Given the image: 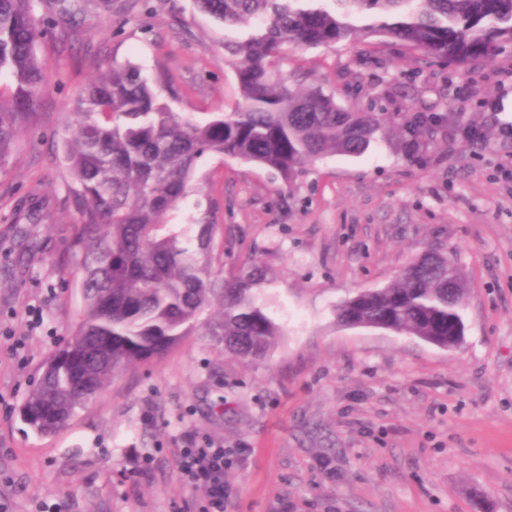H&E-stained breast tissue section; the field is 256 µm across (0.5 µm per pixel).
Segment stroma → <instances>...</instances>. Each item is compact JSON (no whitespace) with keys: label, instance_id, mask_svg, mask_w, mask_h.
<instances>
[{"label":"stroma","instance_id":"35a3bbf8","mask_svg":"<svg viewBox=\"0 0 512 512\" xmlns=\"http://www.w3.org/2000/svg\"><path fill=\"white\" fill-rule=\"evenodd\" d=\"M226 28L193 0H111L77 40L47 43L41 120L0 170V504L6 512H202L179 449L220 445L224 512H512V48L478 68L396 46L292 50L283 75L355 112H453L448 133L406 152L377 133L362 156L334 155L293 185L207 155L181 211L224 228V272L264 262L284 334L263 358L224 352L201 328L110 381L63 429L20 417L44 361L83 317L67 242L60 137L65 106L96 72L129 61L177 112L240 103ZM41 202L38 224L15 218ZM439 245L468 283L464 335L445 350L414 336L347 328L336 308L389 284Z\"/></svg>","mask_w":512,"mask_h":512}]
</instances>
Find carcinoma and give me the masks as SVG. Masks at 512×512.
<instances>
[{"instance_id": "carcinoma-1", "label": "carcinoma", "mask_w": 512, "mask_h": 512, "mask_svg": "<svg viewBox=\"0 0 512 512\" xmlns=\"http://www.w3.org/2000/svg\"><path fill=\"white\" fill-rule=\"evenodd\" d=\"M89 0H0V167L37 124L48 75L39 45L62 29L78 35ZM226 27L224 41L242 103L206 117L172 111L156 83L131 62L112 63L64 117L61 162L77 218L69 244L79 255L84 314L46 364L20 410L37 433L62 427L106 383L162 356L218 307L208 323L224 350L265 356L281 325L259 299L268 268L259 261L229 279L215 265L224 251L208 213L168 223L188 197L207 153L255 164L291 182L330 155L360 156L388 124L352 112L320 87L280 75L285 50L366 43L377 38L430 59L477 67L512 43V0H196ZM45 12L37 14V7ZM445 114H418L415 138L444 133ZM466 284L455 258L429 249L383 288H364L336 309L346 327L391 330L446 343L463 324Z\"/></svg>"}]
</instances>
